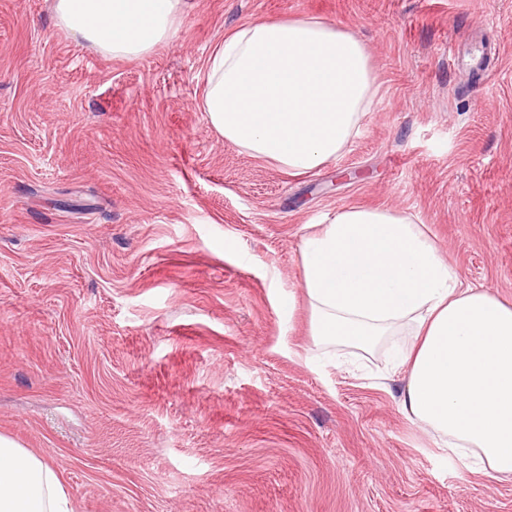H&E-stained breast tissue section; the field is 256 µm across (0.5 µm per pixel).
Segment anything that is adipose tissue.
<instances>
[{"instance_id":"adipose-tissue-1","label":"adipose tissue","mask_w":512,"mask_h":512,"mask_svg":"<svg viewBox=\"0 0 512 512\" xmlns=\"http://www.w3.org/2000/svg\"><path fill=\"white\" fill-rule=\"evenodd\" d=\"M60 24L100 51L137 58L166 42L186 0H54ZM365 46L319 19L261 20L211 53L203 110L225 142L292 175L334 160L375 96ZM311 332L358 348L406 331L404 413L466 450L488 477L512 474V307L463 286L410 218L345 208L304 239ZM0 512H73L56 464L0 435Z\"/></svg>"}]
</instances>
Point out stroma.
<instances>
[{
  "label": "stroma",
  "mask_w": 512,
  "mask_h": 512,
  "mask_svg": "<svg viewBox=\"0 0 512 512\" xmlns=\"http://www.w3.org/2000/svg\"><path fill=\"white\" fill-rule=\"evenodd\" d=\"M306 17L365 45L378 93L293 176L201 102L227 34ZM345 207L424 225L512 305V0H187L132 59L0 0V434L74 512H512L511 476L403 413L407 333L311 336L302 241Z\"/></svg>",
  "instance_id": "35a3bbf8"
}]
</instances>
